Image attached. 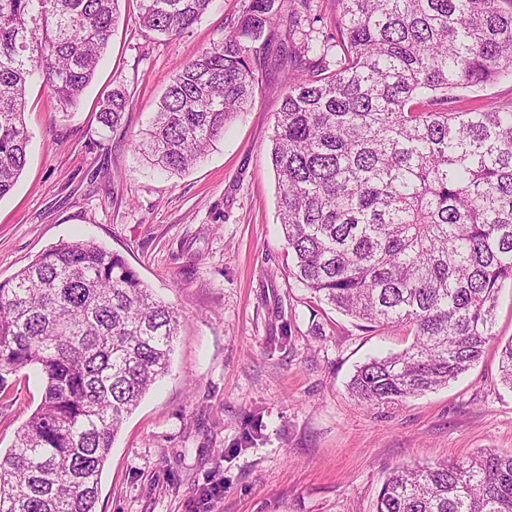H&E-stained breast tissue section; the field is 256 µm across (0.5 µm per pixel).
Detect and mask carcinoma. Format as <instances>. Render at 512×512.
Instances as JSON below:
<instances>
[{"label": "carcinoma", "instance_id": "cac0c4a2", "mask_svg": "<svg viewBox=\"0 0 512 512\" xmlns=\"http://www.w3.org/2000/svg\"><path fill=\"white\" fill-rule=\"evenodd\" d=\"M119 0H0V199L27 164L26 87L64 108L93 81ZM211 0H140L142 25L176 37ZM336 41L293 46L314 0H248L233 30L179 64L133 148L182 173L224 136L279 41L291 62L271 161L294 277L366 328L406 327L405 349L350 380L362 406L432 392L495 340L512 284V103L455 106L456 92L512 79V0H334ZM127 95L100 102L120 125ZM125 259L62 241L0 280V395L26 367L40 404L0 456V512H95L123 421L168 374L180 327ZM512 388V339L500 346ZM376 512H512V453L400 465Z\"/></svg>", "mask_w": 512, "mask_h": 512}]
</instances>
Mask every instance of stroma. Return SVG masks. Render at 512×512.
I'll list each match as a JSON object with an SVG mask.
<instances>
[{
	"mask_svg": "<svg viewBox=\"0 0 512 512\" xmlns=\"http://www.w3.org/2000/svg\"><path fill=\"white\" fill-rule=\"evenodd\" d=\"M246 0H212L183 35L143 28L138 0L121 18L93 82L65 109L31 82L29 159L0 199V280L62 241L120 254L180 312L169 374L118 434L96 512H376L393 467L512 451V389L497 341L512 338V285L497 338L447 387L373 408L349 391L357 366L410 345L407 329H363L293 276L270 161L286 92L276 50L251 108L188 171L169 175L132 148L177 64L236 25ZM124 88V119L103 129L99 103ZM0 451L40 403L41 377L10 376Z\"/></svg>",
	"mask_w": 512,
	"mask_h": 512,
	"instance_id": "obj_1",
	"label": "stroma"
}]
</instances>
